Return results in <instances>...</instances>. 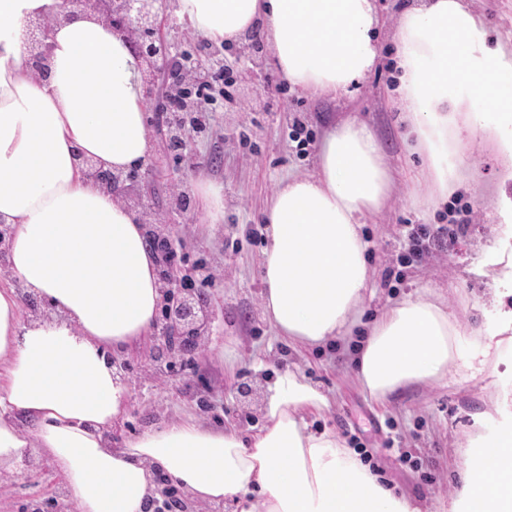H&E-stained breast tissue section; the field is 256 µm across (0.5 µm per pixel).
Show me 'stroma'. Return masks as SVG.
Wrapping results in <instances>:
<instances>
[{
	"label": "stroma",
	"instance_id": "1",
	"mask_svg": "<svg viewBox=\"0 0 512 512\" xmlns=\"http://www.w3.org/2000/svg\"><path fill=\"white\" fill-rule=\"evenodd\" d=\"M410 2L376 0L381 56L356 92L332 96L289 84L268 50L246 43L204 44L191 21L176 12L174 0H161L167 40L192 61L225 66L235 83L228 89L220 83L211 87L206 104L210 130L192 138L189 160L178 161L158 131H151L148 163L129 175L123 197L132 203L148 198L149 222L171 229L180 268L204 298L209 322L192 360L151 361L148 341L116 355V362L128 366V402L112 426L113 441L185 420L254 433L264 423L261 408L268 386L290 369L329 400L324 411L311 416L313 428L335 432L422 512H448L458 499V471L469 439L494 432L499 409L512 411V349L476 380L452 375L404 388L381 402L364 387L345 350L333 343L291 344L278 336L263 310L264 211L281 181L315 171L325 135L355 117L373 131L395 172L387 204L362 228L373 279L365 322L405 298L431 293L456 315L462 327L458 352L464 359L478 353L479 332L497 322L491 301L496 284L486 258L498 194L493 149L489 142L472 141L456 160L469 182L447 204L433 206L418 183L421 158L412 151L390 100L393 33ZM465 3L492 38L512 37V0ZM213 185L221 187L224 198V210L215 220L205 201ZM181 195L189 199L183 210L175 206ZM453 220L462 224L454 238L444 239L423 259L410 257L407 241L414 228L434 230ZM244 386L252 388V396L241 397ZM0 512L78 509L46 454L29 448L13 470L0 471Z\"/></svg>",
	"mask_w": 512,
	"mask_h": 512
}]
</instances>
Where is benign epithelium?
I'll list each match as a JSON object with an SVG mask.
<instances>
[{
  "label": "benign epithelium",
  "mask_w": 512,
  "mask_h": 512,
  "mask_svg": "<svg viewBox=\"0 0 512 512\" xmlns=\"http://www.w3.org/2000/svg\"><path fill=\"white\" fill-rule=\"evenodd\" d=\"M64 3L67 7L77 5L83 11L96 10L106 20L115 22L116 28L129 38L133 51L152 71L161 66L175 71L180 80L185 74L200 70L189 60L178 64L172 57L163 33L165 17L160 15L157 0H64ZM51 27L52 20L49 18L42 17L32 22L30 60L41 73L47 71ZM161 126L166 128L167 143L171 146H186L192 138L189 127L183 125L174 128L170 118L164 114L161 115ZM82 165L90 176L113 189L120 187L126 179L124 174L105 170L90 159L82 160ZM146 238L155 252L160 247L170 248L173 245V239L160 233L153 224L148 225ZM159 276L162 282L163 316L154 326L151 358L158 361L191 357L198 350L208 323L205 304L191 289L184 287L185 276L179 269L162 265Z\"/></svg>",
  "instance_id": "7a95c632"
}]
</instances>
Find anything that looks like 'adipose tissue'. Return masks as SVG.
Here are the masks:
<instances>
[{
    "instance_id": "1",
    "label": "adipose tissue",
    "mask_w": 512,
    "mask_h": 512,
    "mask_svg": "<svg viewBox=\"0 0 512 512\" xmlns=\"http://www.w3.org/2000/svg\"><path fill=\"white\" fill-rule=\"evenodd\" d=\"M177 11L216 43L262 26L277 71L315 94L353 91L380 55L375 0H177ZM57 22L35 74L26 24ZM396 103L423 157L431 203L447 202L463 176L453 159L469 141L502 158L493 203L497 239L512 238V45L491 43L461 0H417L394 32ZM144 63L123 33L63 0H0V470L41 449L80 512H145L155 473L192 500L239 512H421L382 484L335 433L310 429L321 391L287 370L270 386L264 425L250 437L193 422L113 447L128 389L108 360L153 329L161 308L156 258L141 212L101 186L81 158L116 172L150 156ZM394 175L375 135L350 119L323 140L316 170L280 184L264 214L265 310L278 335L306 346L360 325L371 273L361 227L390 198ZM506 290L480 358L458 361L461 326L421 294L384 311L366 331L357 374L386 400L401 388L473 379L512 345V252L490 247ZM53 321L24 320V295ZM464 512H512V417L478 437L461 471Z\"/></svg>"
}]
</instances>
